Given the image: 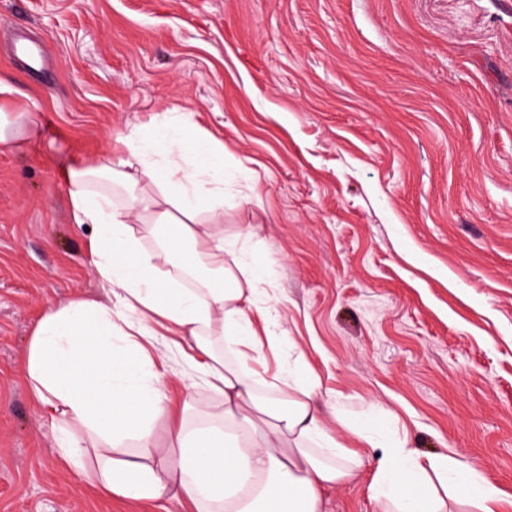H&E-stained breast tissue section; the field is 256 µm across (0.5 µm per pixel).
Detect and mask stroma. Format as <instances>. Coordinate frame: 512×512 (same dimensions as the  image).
Segmentation results:
<instances>
[{
	"instance_id": "35a3bbf8",
	"label": "stroma",
	"mask_w": 512,
	"mask_h": 512,
	"mask_svg": "<svg viewBox=\"0 0 512 512\" xmlns=\"http://www.w3.org/2000/svg\"><path fill=\"white\" fill-rule=\"evenodd\" d=\"M52 66L0 46L37 133L0 151V512H188L107 498L57 452L26 357L44 306L104 301L65 178L171 113L223 141L224 236L268 270L269 372L512 496V0H0ZM174 406L198 379L152 337ZM329 512H373L379 451Z\"/></svg>"
}]
</instances>
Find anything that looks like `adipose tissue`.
Masks as SVG:
<instances>
[{"label":"adipose tissue","instance_id":"adipose-tissue-1","mask_svg":"<svg viewBox=\"0 0 512 512\" xmlns=\"http://www.w3.org/2000/svg\"><path fill=\"white\" fill-rule=\"evenodd\" d=\"M188 133L178 123L156 165L146 159V137L131 129L94 165L69 173L71 222L94 230L90 264L108 301L77 295L45 309L28 347L30 395L60 434V457L79 470L94 464L105 496H172L194 512H326L328 493L356 475L360 457L325 429L319 378L305 359L285 375L259 372L258 328L270 312L260 298L264 272L225 261L235 245L224 237V196L208 189L223 180L224 145L213 137L191 143ZM135 186L138 197L115 203V188ZM139 224L150 234L169 227L168 243L144 247ZM196 270L206 273L199 287H180L179 276ZM158 325L181 338L203 374L179 417L162 378L132 357L138 337ZM223 334L237 346L230 362L213 342ZM116 337L125 350L113 349ZM160 417L171 420L169 445L153 454L151 423ZM353 433L381 451L370 483L377 512H448L436 478L463 491L475 512H505L503 492L476 468L389 441L369 417ZM128 439L140 442L139 457H123Z\"/></svg>","mask_w":512,"mask_h":512}]
</instances>
